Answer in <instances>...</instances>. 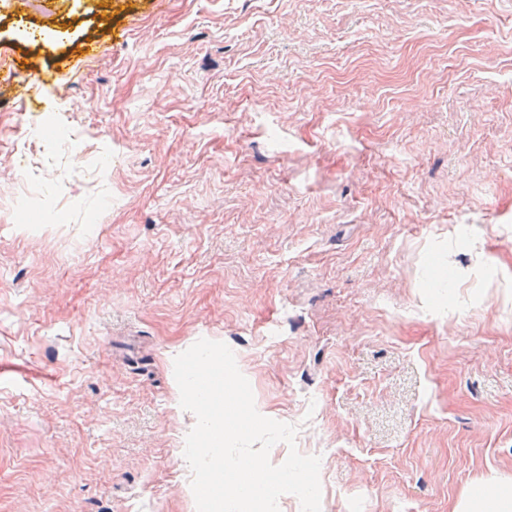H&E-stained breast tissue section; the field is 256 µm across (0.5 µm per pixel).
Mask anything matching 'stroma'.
I'll list each match as a JSON object with an SVG mask.
<instances>
[{"label": "stroma", "instance_id": "35a3bbf8", "mask_svg": "<svg viewBox=\"0 0 512 512\" xmlns=\"http://www.w3.org/2000/svg\"><path fill=\"white\" fill-rule=\"evenodd\" d=\"M32 2L0 13V512H195L202 338L321 512L512 479V0Z\"/></svg>", "mask_w": 512, "mask_h": 512}]
</instances>
